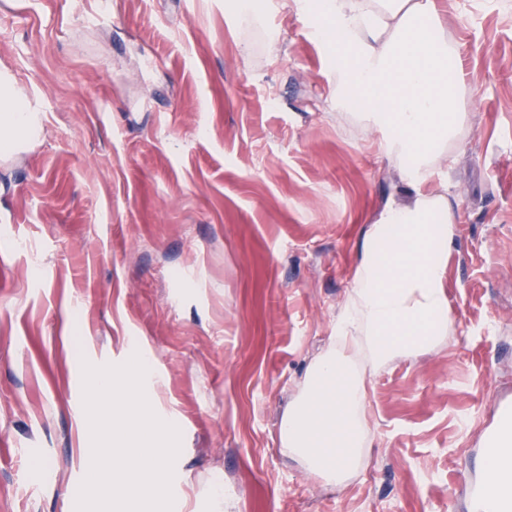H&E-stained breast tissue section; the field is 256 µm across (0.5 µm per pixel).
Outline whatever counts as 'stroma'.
I'll return each instance as SVG.
<instances>
[{
	"instance_id": "stroma-1",
	"label": "stroma",
	"mask_w": 512,
	"mask_h": 512,
	"mask_svg": "<svg viewBox=\"0 0 512 512\" xmlns=\"http://www.w3.org/2000/svg\"><path fill=\"white\" fill-rule=\"evenodd\" d=\"M462 142L445 341L367 376L371 440L326 483L280 444L395 197L378 128L338 111L293 0H0V72L41 139L0 165V512H75L82 362L154 363L179 426L173 512H469L512 400V0H447ZM29 241L19 251L16 239Z\"/></svg>"
}]
</instances>
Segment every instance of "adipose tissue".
<instances>
[{"label": "adipose tissue", "instance_id": "adipose-tissue-1", "mask_svg": "<svg viewBox=\"0 0 512 512\" xmlns=\"http://www.w3.org/2000/svg\"><path fill=\"white\" fill-rule=\"evenodd\" d=\"M441 0H295L331 49L336 100L383 134L401 199L366 229L329 348L306 369L281 444L325 481L344 484L370 440L366 367L431 350L448 335V261L457 246L436 169L463 134L461 68ZM44 115L0 75V154L40 139Z\"/></svg>", "mask_w": 512, "mask_h": 512}]
</instances>
